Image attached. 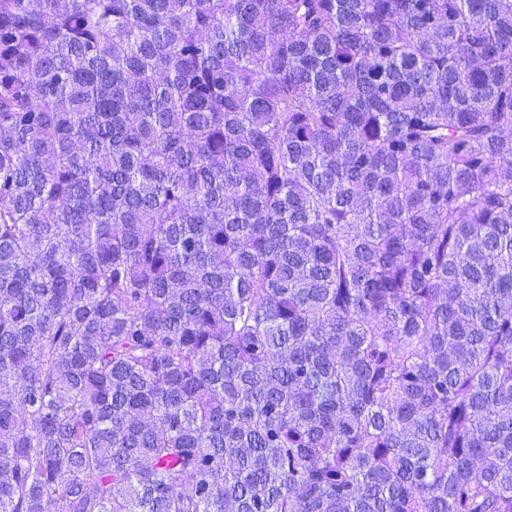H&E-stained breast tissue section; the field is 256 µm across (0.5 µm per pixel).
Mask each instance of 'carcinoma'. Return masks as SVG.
I'll return each instance as SVG.
<instances>
[{
  "label": "carcinoma",
  "mask_w": 512,
  "mask_h": 512,
  "mask_svg": "<svg viewBox=\"0 0 512 512\" xmlns=\"http://www.w3.org/2000/svg\"><path fill=\"white\" fill-rule=\"evenodd\" d=\"M512 0H0V512H512Z\"/></svg>",
  "instance_id": "1"
}]
</instances>
